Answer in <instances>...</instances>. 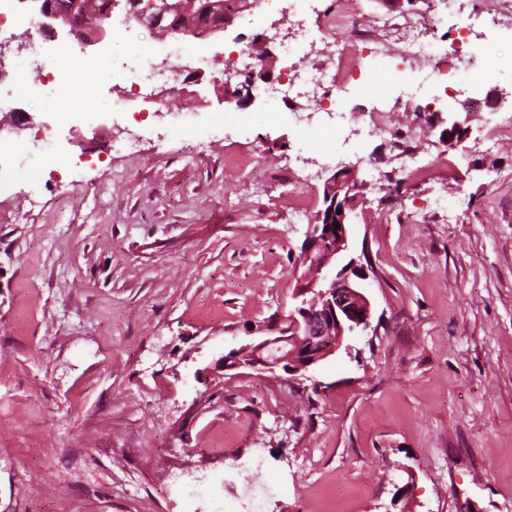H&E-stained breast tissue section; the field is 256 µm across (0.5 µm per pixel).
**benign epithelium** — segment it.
Here are the masks:
<instances>
[{"mask_svg":"<svg viewBox=\"0 0 512 512\" xmlns=\"http://www.w3.org/2000/svg\"><path fill=\"white\" fill-rule=\"evenodd\" d=\"M120 1L125 2L127 16H135L162 37L200 34L227 24L224 14L211 13L208 4L198 7L196 0H180L177 9L182 15L193 11L203 14L208 20L205 27L185 28L176 19L164 21L148 8L138 9V0H110L105 7L97 0H71L66 10L55 8L53 0H30L40 18V29L53 35L64 29L86 47L101 43L107 36L103 23L92 25L89 20L101 17L103 11L111 12ZM445 135L448 144L457 149L468 139L469 130L463 122L453 120ZM365 189L367 185L358 180L356 171L346 165L324 180V208L307 224L291 272V307L286 313L245 327L244 333L251 340L223 354L216 360L214 371H282L294 380L334 355L345 336L369 325L371 304L364 284L369 278L367 269L353 260L341 264L349 250V226Z\"/></svg>","mask_w":512,"mask_h":512,"instance_id":"1","label":"benign epithelium"}]
</instances>
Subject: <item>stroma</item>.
<instances>
[{"mask_svg": "<svg viewBox=\"0 0 512 512\" xmlns=\"http://www.w3.org/2000/svg\"><path fill=\"white\" fill-rule=\"evenodd\" d=\"M493 5L497 66L459 79L512 114V0ZM433 79L420 57L399 107L382 75L343 104L387 128L344 164L400 189L368 192L350 227L370 328L294 381L212 368L288 305L306 232L288 212L323 207L296 159L325 136L272 122L276 96L212 127L207 74L170 99L180 125H112L104 61L31 103L32 125L59 119L0 189V512H244L250 484L265 512H512V138L479 146L480 103L459 158L417 110ZM128 131L134 155L112 146ZM412 149L433 168L410 180Z\"/></svg>", "mask_w": 512, "mask_h": 512, "instance_id": "35a3bbf8", "label": "stroma"}]
</instances>
